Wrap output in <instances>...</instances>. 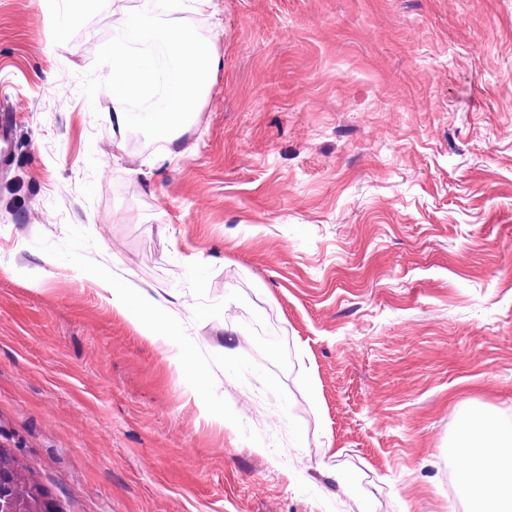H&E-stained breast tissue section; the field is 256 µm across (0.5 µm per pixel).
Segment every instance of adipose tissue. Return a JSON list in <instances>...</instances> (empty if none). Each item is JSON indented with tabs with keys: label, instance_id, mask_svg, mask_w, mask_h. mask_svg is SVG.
Instances as JSON below:
<instances>
[{
	"label": "adipose tissue",
	"instance_id": "adipose-tissue-1",
	"mask_svg": "<svg viewBox=\"0 0 512 512\" xmlns=\"http://www.w3.org/2000/svg\"><path fill=\"white\" fill-rule=\"evenodd\" d=\"M183 7L184 0H141L139 9L121 20L128 42L112 47V124L121 130L134 119L168 130V147L163 155L168 162L183 158L178 140L180 129L189 119L184 107L199 100L220 68L221 59L214 47L200 40L193 27L166 28L163 39L175 58L170 77L173 110L136 113L131 104L152 92L156 70L144 54L131 48L130 42L152 27L157 13L177 12ZM99 283L109 295L113 312L126 319L140 336L154 343L171 342L165 298L117 286L105 277ZM448 453L463 464L471 512H512V428H500L489 418L478 419L461 441L449 446Z\"/></svg>",
	"mask_w": 512,
	"mask_h": 512
}]
</instances>
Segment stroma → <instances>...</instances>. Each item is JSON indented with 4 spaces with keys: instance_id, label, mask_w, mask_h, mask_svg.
I'll list each match as a JSON object with an SVG mask.
<instances>
[{
    "instance_id": "stroma-1",
    "label": "stroma",
    "mask_w": 512,
    "mask_h": 512,
    "mask_svg": "<svg viewBox=\"0 0 512 512\" xmlns=\"http://www.w3.org/2000/svg\"><path fill=\"white\" fill-rule=\"evenodd\" d=\"M138 6L0 0V438L65 512H469L448 444L512 425V0L162 16L222 59L173 164L112 128ZM101 288L109 294L113 312L126 319L136 332L152 343L168 344L173 340L168 318V300L154 297L133 288L117 286L106 277H99Z\"/></svg>"
}]
</instances>
